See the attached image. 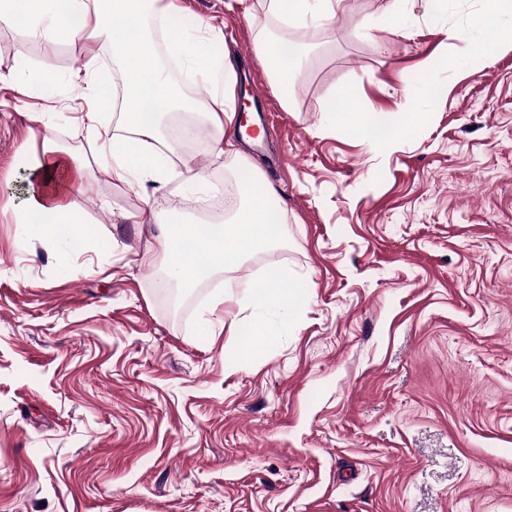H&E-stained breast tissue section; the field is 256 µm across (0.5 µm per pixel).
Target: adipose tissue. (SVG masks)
<instances>
[{
  "instance_id": "1",
  "label": "adipose tissue",
  "mask_w": 512,
  "mask_h": 512,
  "mask_svg": "<svg viewBox=\"0 0 512 512\" xmlns=\"http://www.w3.org/2000/svg\"><path fill=\"white\" fill-rule=\"evenodd\" d=\"M344 0H268L269 11L282 21L324 24L335 19ZM163 23L169 33L168 49L183 62L195 79L210 88V100L201 110L209 130L210 146L216 154L235 153L233 140L224 136V124L233 120L232 65L217 64L211 44L216 29L209 19L196 18L185 28L175 0H0V25L22 26L26 41L43 44L47 50L31 76L21 77L51 84V50L61 36L87 35L105 45L118 60L119 84L99 79L94 70L77 73L73 85L91 108L82 117L87 137L97 148L96 169L106 180L124 185L140 194L147 183L180 179L189 190H204L206 179L191 163L181 168L161 161V121L173 112L196 110L179 85L166 74L147 30L149 23ZM470 41L490 51L512 43V0H481L480 10L469 19ZM255 55L265 64L274 84L288 91L298 75L301 55L284 54L280 47L264 39L254 43ZM122 99V128L112 130L101 117L102 106L114 97ZM327 113L351 125L369 145L390 146L407 129L399 112L358 113L351 101L329 102ZM88 172L84 158L58 145L51 129H44L42 152L29 166V189L14 213V222L24 236L57 244L60 263H67L71 249L64 233L72 228L85 233V216L74 198L81 194ZM245 200L234 215L214 225L203 235L195 224H165L158 235L164 255L170 261L167 282L178 288L193 287L212 270L238 266L254 249L277 243L282 227L275 216L278 206L273 191L256 175L241 186ZM194 242L203 260L195 262L184 252L186 242ZM286 274L269 271L257 285L254 302L258 308L299 309L308 296L305 280H296L291 290H283Z\"/></svg>"
}]
</instances>
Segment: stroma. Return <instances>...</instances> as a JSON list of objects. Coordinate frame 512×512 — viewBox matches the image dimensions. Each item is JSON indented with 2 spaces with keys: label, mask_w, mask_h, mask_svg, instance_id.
Segmentation results:
<instances>
[{
  "label": "stroma",
  "mask_w": 512,
  "mask_h": 512,
  "mask_svg": "<svg viewBox=\"0 0 512 512\" xmlns=\"http://www.w3.org/2000/svg\"><path fill=\"white\" fill-rule=\"evenodd\" d=\"M178 2L213 17L214 55L255 74L274 121L239 155L204 141L172 157L215 187L258 169L284 239L186 289L176 314L155 282L160 224L197 221L173 213L180 183L137 195L92 177L76 202L93 234L62 273L13 210L43 123L94 159L70 79L108 51L57 45L53 98L0 89V512H512V47L465 59L449 43L479 0H403L394 22L386 0H345L322 28L265 0ZM276 35L315 50L285 96L254 55ZM43 57L0 26V75ZM346 92L408 131L374 149L324 112ZM273 268L310 285L268 314L274 343L244 357L228 327L200 335L214 292H233L219 317L245 321Z\"/></svg>",
  "instance_id": "obj_1"
}]
</instances>
